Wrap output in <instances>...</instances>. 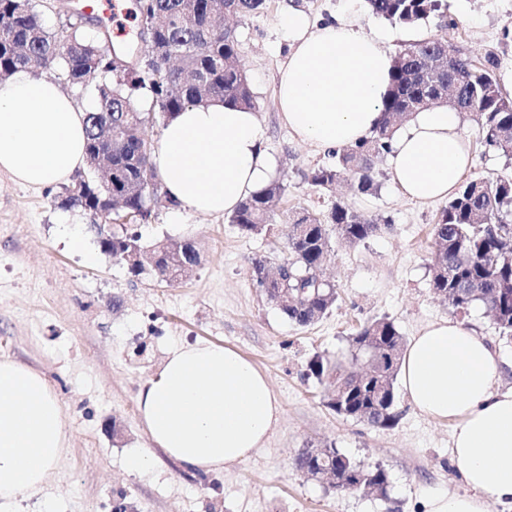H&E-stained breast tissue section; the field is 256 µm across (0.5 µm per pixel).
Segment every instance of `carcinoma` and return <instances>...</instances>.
I'll list each match as a JSON object with an SVG mask.
<instances>
[{
	"mask_svg": "<svg viewBox=\"0 0 512 512\" xmlns=\"http://www.w3.org/2000/svg\"><path fill=\"white\" fill-rule=\"evenodd\" d=\"M369 11L392 23L412 26L432 16L444 15V0H366ZM266 0H136L135 17L159 26L156 39L175 45H192L194 51L177 64H166L150 47L139 50L145 59L132 71H117L108 48L112 34L96 20L98 31L88 36L80 25L71 23L49 31L32 2L0 0V75L18 69L32 73L45 67L58 70L73 85L95 83V104L86 116V152L112 147V203H102L89 182L80 189L66 188L60 206L82 208L102 220L93 225L98 236L105 233L110 215H150L151 200L142 197L140 187L151 179L162 193L152 163L154 145L142 134L144 124L155 117L168 118L188 105L219 98L227 105L256 109V99L239 65L236 30L225 24L228 17L243 18L264 9ZM445 43L427 38L406 43L394 57L391 88L383 103V118L373 135L355 147L332 153V162L308 175L310 185L331 189L348 177L360 194L378 187L376 166L390 152L391 141L402 122L414 113L436 107H451L477 116L481 142L488 148L512 155V98L502 91L496 76L497 58L490 54L475 66L459 56L440 59ZM151 98L150 109L142 110V92ZM282 193L274 181L264 190L240 203L230 216L244 234H258L273 218V203ZM380 230L379 225L344 202H338L328 216L297 217L288 230V256L283 259L281 278L266 272V261L255 258L252 271L259 287L289 322L307 327L320 320L335 304L334 284L319 279L318 272L331 257L332 238L359 244ZM436 252L431 268L433 290L448 298L458 311L482 304L491 313L501 339L512 343V178H483L461 183L442 209L434 227ZM185 242L165 241L146 245L133 230L112 233V257L122 261L135 254L141 260L128 265L137 276L147 261L160 280L184 265L199 264L196 248L186 252ZM403 336L386 318L364 324L351 338L346 361L317 356L309 370L327 381L332 392L325 405L339 416L352 418L379 429L394 427L395 380ZM373 349L391 353L387 373L380 372L369 358ZM295 467L321 479L333 477L341 490H372L387 496L389 478L379 466L357 463L335 446L306 451L295 459Z\"/></svg>",
	"mask_w": 512,
	"mask_h": 512,
	"instance_id": "obj_1",
	"label": "carcinoma"
}]
</instances>
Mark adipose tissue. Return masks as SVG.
Returning <instances> with one entry per match:
<instances>
[{
	"mask_svg": "<svg viewBox=\"0 0 512 512\" xmlns=\"http://www.w3.org/2000/svg\"><path fill=\"white\" fill-rule=\"evenodd\" d=\"M288 58L274 86L291 136L329 153L368 139L382 118L393 58L354 15L312 22L291 8L279 21ZM256 112L214 99L163 125L153 164L176 211L233 213L275 174ZM85 114L53 78L20 70L0 80V173L48 187L85 162ZM472 164L462 117L448 108L415 113L394 135L391 179L426 203L453 194ZM501 359L475 330L447 318L406 345L400 377L410 406L456 424L452 460L464 493L435 491L426 512L512 507V389L500 387ZM151 447L130 461L153 464L154 450L190 470L211 472L251 457L277 428L281 410L266 375L236 350L207 341L173 348L137 392ZM63 409L45 377L0 360V508L38 490L66 448Z\"/></svg>",
	"mask_w": 512,
	"mask_h": 512,
	"instance_id": "obj_1",
	"label": "adipose tissue"
}]
</instances>
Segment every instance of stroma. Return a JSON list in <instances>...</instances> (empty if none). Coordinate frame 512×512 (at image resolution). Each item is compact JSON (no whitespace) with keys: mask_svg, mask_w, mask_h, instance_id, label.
<instances>
[{"mask_svg":"<svg viewBox=\"0 0 512 512\" xmlns=\"http://www.w3.org/2000/svg\"><path fill=\"white\" fill-rule=\"evenodd\" d=\"M447 18L413 27L391 23L356 4V19L381 46L441 38L474 61L494 54L503 91L512 95V0H446ZM348 0H268L265 9L239 19L241 63L257 99L265 147L283 186L272 223L246 235L228 216L183 215L174 223L166 200L151 207L139 230L146 243L194 242L200 263L184 280L168 284L152 274L132 277L126 265L103 253L89 229L93 215L59 208L64 185L33 189L0 175V360L41 372L59 400L68 449L42 489L23 497L13 512H110L126 498L133 512H424L428 490L464 492L450 455L454 425L414 410L398 396L399 420L390 429L336 415L322 403L321 384L309 371L315 356L342 359L364 323L391 320L404 338L440 318H461L501 356L502 389L512 388V344L500 339L482 305L457 314L431 286L434 226L442 202L419 203L392 184L388 160L377 164V193L364 195L342 183L312 187L310 171L327 156L293 139L282 124L273 89L288 45L278 17L294 7L317 19L340 14ZM456 27H448V19ZM475 162L466 179L512 177V156L485 148L471 114L463 116ZM344 202L380 226L350 246L333 240L326 274L338 299L317 323L299 327L282 317L252 275V261L277 266L288 255L294 217L329 214ZM81 235L72 250L64 228ZM232 348L270 380L281 422L264 448L245 462L199 473L156 452L155 466L134 472L129 458L151 443L139 418L137 391L156 373L168 351L185 342ZM335 445L342 453L389 474L388 498L336 490L308 478L294 465L307 448Z\"/></svg>","mask_w":512,"mask_h":512,"instance_id":"35a3bbf8","label":"stroma"}]
</instances>
